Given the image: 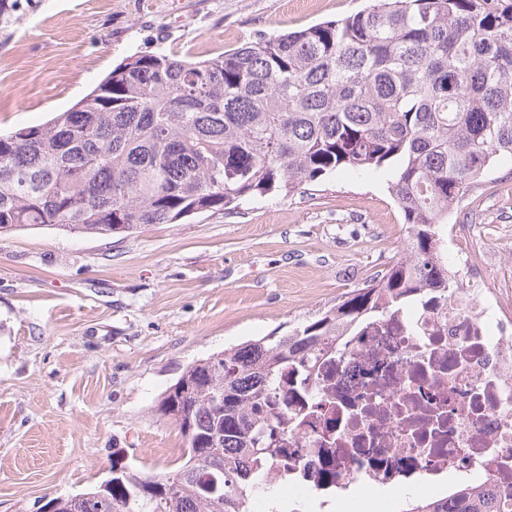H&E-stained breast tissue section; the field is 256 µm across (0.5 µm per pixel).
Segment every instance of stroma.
Instances as JSON below:
<instances>
[{
  "instance_id": "stroma-1",
  "label": "stroma",
  "mask_w": 512,
  "mask_h": 512,
  "mask_svg": "<svg viewBox=\"0 0 512 512\" xmlns=\"http://www.w3.org/2000/svg\"><path fill=\"white\" fill-rule=\"evenodd\" d=\"M367 0H0V131L39 125L143 52L204 60L341 19ZM378 171L136 234L0 237V512H42L107 479L180 462L153 409L187 365L313 320L401 257L404 217ZM448 223L451 271L512 310V157Z\"/></svg>"
}]
</instances>
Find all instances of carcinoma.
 <instances>
[{
  "instance_id": "1",
  "label": "carcinoma",
  "mask_w": 512,
  "mask_h": 512,
  "mask_svg": "<svg viewBox=\"0 0 512 512\" xmlns=\"http://www.w3.org/2000/svg\"><path fill=\"white\" fill-rule=\"evenodd\" d=\"M500 155L512 156V5L373 0L341 20L263 36L202 61L163 52L116 66L42 125L0 134V236L46 228L125 237L149 224L293 195L338 170H383L408 224L403 255L315 319L188 365L155 414L182 463L54 498L55 512H252L270 461L275 395L336 337L428 292L459 287L442 228ZM401 512H512L484 477Z\"/></svg>"
}]
</instances>
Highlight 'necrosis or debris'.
Instances as JSON below:
<instances>
[{"label":"necrosis or debris","instance_id":"obj_1","mask_svg":"<svg viewBox=\"0 0 512 512\" xmlns=\"http://www.w3.org/2000/svg\"><path fill=\"white\" fill-rule=\"evenodd\" d=\"M282 389L286 451L268 474L280 496L302 490L324 512L354 487L442 498L477 474L512 485V316L484 289L368 319Z\"/></svg>","mask_w":512,"mask_h":512}]
</instances>
